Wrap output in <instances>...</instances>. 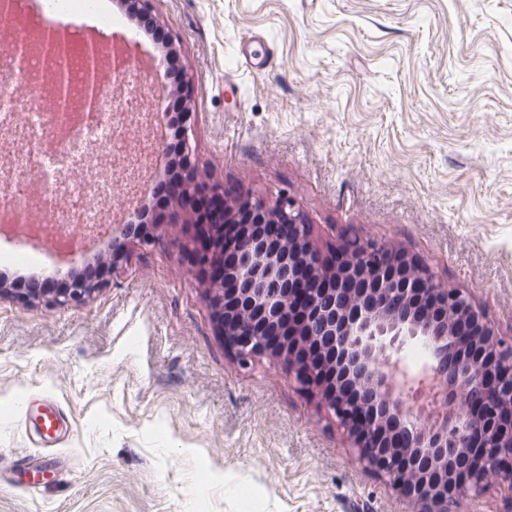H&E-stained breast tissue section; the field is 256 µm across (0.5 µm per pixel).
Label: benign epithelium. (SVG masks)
Here are the masks:
<instances>
[{"mask_svg": "<svg viewBox=\"0 0 512 512\" xmlns=\"http://www.w3.org/2000/svg\"><path fill=\"white\" fill-rule=\"evenodd\" d=\"M130 9L155 24L153 0H129ZM168 67L178 66L177 96L159 88L157 111L177 126L181 161L168 166L173 204L156 220L186 224L183 237L164 239L143 230V247L171 246L199 266L220 272L219 283L202 274L199 284L212 311L215 334L229 355L247 368L265 357L280 363L301 390L329 409L347 433L364 469L405 498L413 512H457L460 501L491 487L512 493V339H505L471 293L445 288L418 255L367 239L348 242L336 257L324 256L309 239L310 222L284 192L271 197L205 179L189 132L194 84L180 64V47L164 41ZM234 257L224 267V253ZM359 280L361 301L344 299ZM49 278L44 287L15 293L51 308L91 297L104 282L67 275L65 287ZM453 309L467 327L459 336L448 325ZM433 336L444 342L420 372L397 390L395 357L409 340ZM428 383L423 404L415 393ZM465 396L469 410L456 407ZM502 476L488 480L490 468Z\"/></svg>", "mask_w": 512, "mask_h": 512, "instance_id": "obj_1", "label": "benign epithelium"}]
</instances>
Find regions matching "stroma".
<instances>
[{
  "instance_id": "stroma-1",
  "label": "stroma",
  "mask_w": 512,
  "mask_h": 512,
  "mask_svg": "<svg viewBox=\"0 0 512 512\" xmlns=\"http://www.w3.org/2000/svg\"><path fill=\"white\" fill-rule=\"evenodd\" d=\"M196 98L191 142L214 180L287 192L323 254L351 236L418 254L512 336V0H155ZM55 26L139 62L120 135L172 138L156 92L174 81L138 19ZM265 39L272 67L239 50ZM53 251L0 239V274L82 275L84 302L0 297V473L31 446L41 396L69 425L57 469L0 483V512H411L367 472L283 367H240L177 250L134 238Z\"/></svg>"
}]
</instances>
